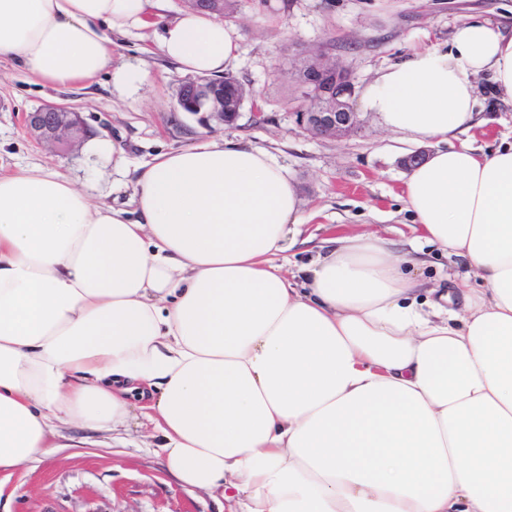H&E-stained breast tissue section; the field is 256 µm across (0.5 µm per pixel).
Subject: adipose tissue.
<instances>
[{"label": "adipose tissue", "instance_id": "obj_1", "mask_svg": "<svg viewBox=\"0 0 512 512\" xmlns=\"http://www.w3.org/2000/svg\"><path fill=\"white\" fill-rule=\"evenodd\" d=\"M152 6L0 0V60L87 82ZM159 48L218 76L238 35L188 10ZM485 73L512 98V35L471 20L362 94L387 129L441 142L404 200L476 275L467 288H425L417 252L366 233L289 270L297 189L248 145L158 154L130 214L54 171L0 174V469L48 453L63 424L117 431L137 399L166 470L228 512H512V144L450 143Z\"/></svg>", "mask_w": 512, "mask_h": 512}]
</instances>
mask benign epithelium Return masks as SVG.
I'll list each match as a JSON object with an SVG mask.
<instances>
[{
  "label": "benign epithelium",
  "instance_id": "obj_1",
  "mask_svg": "<svg viewBox=\"0 0 512 512\" xmlns=\"http://www.w3.org/2000/svg\"><path fill=\"white\" fill-rule=\"evenodd\" d=\"M302 83L317 93L319 104L296 113L298 122L309 132L323 137H342L358 128V113L349 100L354 86L343 71L325 64L318 58L306 66ZM178 105L188 114L199 117L208 126L234 123L241 117V106L224 109V94L216 89V81L198 79L185 84L178 93ZM30 134L55 150H71L79 146L90 130L74 108L48 103L26 118Z\"/></svg>",
  "mask_w": 512,
  "mask_h": 512
}]
</instances>
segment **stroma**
I'll return each instance as SVG.
<instances>
[{
    "label": "stroma",
    "instance_id": "stroma-1",
    "mask_svg": "<svg viewBox=\"0 0 512 512\" xmlns=\"http://www.w3.org/2000/svg\"><path fill=\"white\" fill-rule=\"evenodd\" d=\"M186 8L185 0H159L147 25L113 32L112 68L85 88L44 85L1 61L0 170L56 171L94 203L130 212L138 174L156 155L210 139L245 144L287 171L311 216L288 253L290 269L309 264L322 239L338 230L374 233L408 249L413 217L403 190L411 169L402 160L434 147L388 131L379 114L364 111L359 92L388 65L449 46L461 22L489 20L511 35L512 0H238L229 21L239 55L229 74L245 84L266 120L255 125L244 115L212 128L178 107L177 94L193 76L158 48L162 24ZM319 53L346 69L357 90L351 103L361 127L343 138L313 135L296 121L303 103L297 74ZM131 65L147 79L127 87L116 72ZM475 84V124L456 141L481 154L512 141V100L498 95L488 77ZM49 102L74 107L95 136L122 148L123 162L83 145L61 153L30 136L25 115ZM60 431L59 448L0 473V512H224L223 502L181 486L166 471L155 452L157 434L139 412L114 435L69 424Z\"/></svg>",
    "mask_w": 512,
    "mask_h": 512
}]
</instances>
